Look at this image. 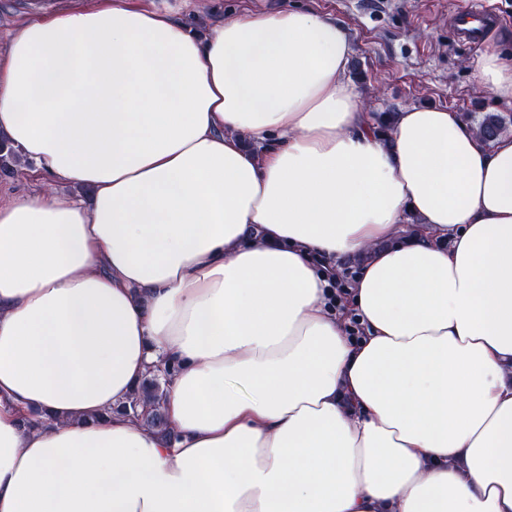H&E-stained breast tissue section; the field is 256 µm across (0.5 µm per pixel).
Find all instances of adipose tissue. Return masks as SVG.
<instances>
[{
  "mask_svg": "<svg viewBox=\"0 0 512 512\" xmlns=\"http://www.w3.org/2000/svg\"><path fill=\"white\" fill-rule=\"evenodd\" d=\"M351 54L301 6L8 33L0 134L92 198L0 205V512H512V133L380 135ZM320 255L358 261L366 343ZM161 362L173 442L115 411Z\"/></svg>",
  "mask_w": 512,
  "mask_h": 512,
  "instance_id": "1",
  "label": "adipose tissue"
}]
</instances>
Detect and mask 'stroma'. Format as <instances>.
<instances>
[{
    "label": "stroma",
    "instance_id": "1",
    "mask_svg": "<svg viewBox=\"0 0 512 512\" xmlns=\"http://www.w3.org/2000/svg\"><path fill=\"white\" fill-rule=\"evenodd\" d=\"M39 9L35 0H0V41L8 31L48 12L87 4L88 0H49ZM285 0H208L199 16H192L189 0H154L157 8L188 18L193 30L204 32L224 16L248 8L274 10ZM299 4L335 15L353 37V61L364 73L358 92L379 85L383 94L376 110L409 106H442L470 124L488 112L512 115V102H496L480 88L475 62L483 50L497 47L512 55V0H493L510 19V26L491 33L483 45L456 43L449 14L465 0H298Z\"/></svg>",
    "mask_w": 512,
    "mask_h": 512
}]
</instances>
